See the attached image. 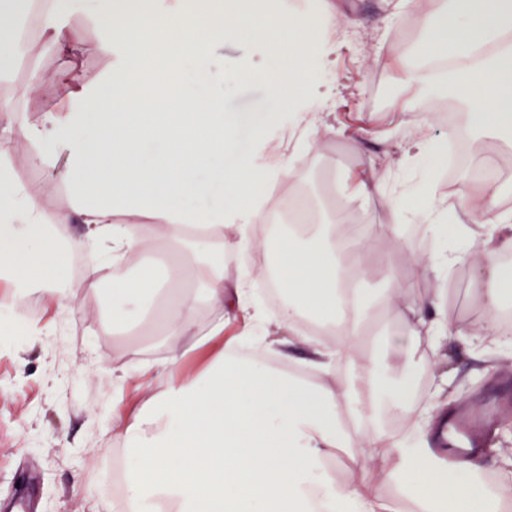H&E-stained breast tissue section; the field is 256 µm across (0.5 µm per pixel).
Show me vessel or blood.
I'll return each instance as SVG.
<instances>
[{
    "label": "vessel or blood",
    "mask_w": 512,
    "mask_h": 512,
    "mask_svg": "<svg viewBox=\"0 0 512 512\" xmlns=\"http://www.w3.org/2000/svg\"><path fill=\"white\" fill-rule=\"evenodd\" d=\"M511 410L508 403L491 402L475 409L461 408L450 413L447 425L441 428L434 464L448 467L465 449L484 446L485 434L491 425Z\"/></svg>",
    "instance_id": "1"
}]
</instances>
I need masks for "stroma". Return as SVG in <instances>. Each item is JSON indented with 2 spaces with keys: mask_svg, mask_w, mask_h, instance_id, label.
Masks as SVG:
<instances>
[{
  "mask_svg": "<svg viewBox=\"0 0 512 512\" xmlns=\"http://www.w3.org/2000/svg\"><path fill=\"white\" fill-rule=\"evenodd\" d=\"M399 2L332 0L333 23L341 33L328 61L305 62L300 88L307 97L328 94L327 109L301 112L273 104L265 88L276 75L272 67L225 91L234 153L252 151L251 131L271 113L277 120L266 127L280 161L288 160L297 135L312 131L313 147L277 182L280 193L299 186L312 197L329 181L343 198L357 173L400 183L419 175L416 164L404 158L409 142L447 140L449 125L442 118L447 101L431 110L428 93L400 80L401 60L419 59L415 17L437 10L440 0H411L406 10ZM350 18L357 19V26H347ZM57 66L49 53L23 62L0 83V94L36 118L57 101L50 88L31 93L32 77ZM471 141L475 160L489 161L506 183L498 194L499 207L512 210V165L503 163L512 155V138L476 133ZM7 148L27 186L46 195L52 207L68 209L69 195L56 174L30 166L27 144L14 139ZM459 222L458 211L451 209L436 235L422 237L414 218L402 224L401 232L434 255L456 246ZM375 252L390 258L396 279L408 288L386 303L370 342H378L385 329H397L401 310L426 295L438 297L451 320L469 323L479 316L471 264L439 275L412 253L395 250L385 236L377 239ZM31 299L40 306V322L53 320L60 328L49 336H33L23 324L0 326V512H10V503L22 494L28 498L27 512H111L112 454L123 446L116 427L132 423L143 403L164 389L161 367L169 348L159 342L158 332L144 326L113 331L99 289L70 290L60 300L36 291ZM443 379L448 382L443 397L452 408L500 393L512 397V345L494 346L488 359L479 360L463 344L435 350L417 337L381 385L403 386L413 413L422 405L420 391H433Z\"/></svg>",
  "mask_w": 512,
  "mask_h": 512,
  "instance_id": "1",
  "label": "stroma"
}]
</instances>
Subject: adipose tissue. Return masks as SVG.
<instances>
[{"label":"adipose tissue","instance_id":"1","mask_svg":"<svg viewBox=\"0 0 512 512\" xmlns=\"http://www.w3.org/2000/svg\"><path fill=\"white\" fill-rule=\"evenodd\" d=\"M14 10L37 12V35L22 41L20 29L0 22V76L15 65L13 50L49 49L75 56L85 28L97 35L96 48L109 62L106 72L88 75L68 66L48 74L57 106L29 119L0 98V140H23L31 165L58 174L68 189L69 210H55L44 195L27 187L8 161L0 162V283L11 306L26 304L31 288H50L66 278L70 257L90 258L81 285L95 287L103 261L112 264V324L139 318L145 302L163 285L153 267L128 278L122 261L134 251H156L176 241L220 243L193 268L195 287L169 293L158 325L174 345L205 346L207 365L178 371L171 357L169 381L151 396L134 421L120 431L127 455L137 461L125 474L129 512H404L386 499L352 484L337 483L326 460L351 438L364 442L359 458L380 457L387 477L413 490L419 512H482L485 491L475 480V461L452 471L430 469L421 457L383 429L374 427L381 402L406 413L402 392H382L386 362L356 360L368 325L400 284L386 274L385 287L364 288L373 239L361 235L351 265L336 257V227L350 221V206H337L315 240L303 242L287 229L278 233L276 263L287 298L272 311L257 298L248 274L228 276L225 253L247 251L258 223L265 188L285 165L273 159L265 129L254 133L247 155L226 150L222 99L229 81L255 73L252 60L225 66L224 42L234 37L290 68L330 38L331 13L322 8L308 19L291 12H263L253 0H14ZM82 25H73L74 16ZM422 64L401 69L404 83L450 86L471 105V125L487 133L512 127V0H445L437 14L418 20ZM93 141H85L87 129ZM233 183L231 207H198L196 199ZM384 197L392 215L387 230L394 246L411 249L400 225L418 215L425 231L441 224L447 207L435 202L429 184L416 194L389 192L382 181L356 175L351 199ZM498 189L458 195L466 251L433 259L446 274L480 248L474 268L483 309L476 321H449L439 303L425 298L409 308L390 344L400 354L413 337L440 346L459 340L478 355L499 340L498 317L512 300L498 256L512 252V212L500 209ZM70 224L84 225L79 237H63ZM358 280L344 287L340 269ZM216 311L207 330L198 327L201 308ZM247 317L267 333L288 332L305 345L308 357L281 362L279 350L259 343L239 355L242 337L224 333V322ZM335 324L336 334L307 332L302 317ZM346 373L329 385L338 367ZM358 425L346 435L343 419Z\"/></svg>","mask_w":512,"mask_h":512}]
</instances>
